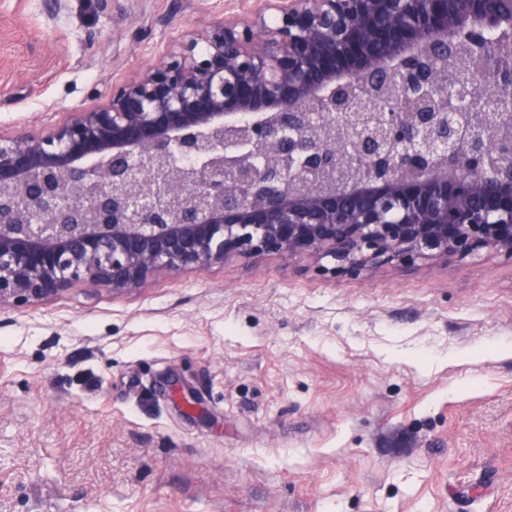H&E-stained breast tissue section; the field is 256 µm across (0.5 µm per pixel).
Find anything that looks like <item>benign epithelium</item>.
Returning <instances> with one entry per match:
<instances>
[{
  "label": "benign epithelium",
  "mask_w": 512,
  "mask_h": 512,
  "mask_svg": "<svg viewBox=\"0 0 512 512\" xmlns=\"http://www.w3.org/2000/svg\"><path fill=\"white\" fill-rule=\"evenodd\" d=\"M512 32V0H253L103 103L0 132V307L114 292L229 258L358 277L484 251L512 260V171L436 78L455 36ZM485 45L472 92L512 88ZM401 66L408 109L352 112Z\"/></svg>",
  "instance_id": "1"
}]
</instances>
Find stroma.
<instances>
[{
    "instance_id": "obj_1",
    "label": "stroma",
    "mask_w": 512,
    "mask_h": 512,
    "mask_svg": "<svg viewBox=\"0 0 512 512\" xmlns=\"http://www.w3.org/2000/svg\"><path fill=\"white\" fill-rule=\"evenodd\" d=\"M235 0H0V130ZM0 512H512V261L230 259L0 309Z\"/></svg>"
}]
</instances>
